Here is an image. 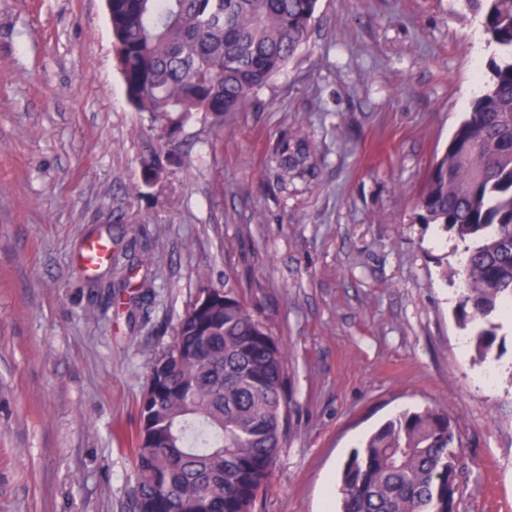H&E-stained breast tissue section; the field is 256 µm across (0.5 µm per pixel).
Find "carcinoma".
<instances>
[{"instance_id":"carcinoma-1","label":"carcinoma","mask_w":512,"mask_h":512,"mask_svg":"<svg viewBox=\"0 0 512 512\" xmlns=\"http://www.w3.org/2000/svg\"><path fill=\"white\" fill-rule=\"evenodd\" d=\"M319 0H111L115 59L127 99L169 133L204 116L249 111L311 35ZM482 15L498 54L441 157L418 218L466 243L465 320L481 321L478 352L497 335L490 317L512 301V0H464ZM155 155L143 183L160 180ZM112 287L131 289L128 318L153 294L148 274L108 254ZM224 279V297L185 313L154 357L140 400L130 512H252L272 476L288 421L282 343ZM462 439L448 411H404L344 463L342 512H457Z\"/></svg>"}]
</instances>
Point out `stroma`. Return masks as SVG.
Segmentation results:
<instances>
[{
	"label": "stroma",
	"instance_id": "35a3bbf8",
	"mask_svg": "<svg viewBox=\"0 0 512 512\" xmlns=\"http://www.w3.org/2000/svg\"><path fill=\"white\" fill-rule=\"evenodd\" d=\"M493 54L462 0H320L252 111L159 137L104 0H0V512H127L151 361L202 272L233 274L288 355L290 427L254 512H338L348 457L426 406L461 433L459 512H512V315L479 358L465 244L416 208ZM155 149L168 172L130 199ZM98 235L155 259L137 323L90 294L78 255Z\"/></svg>",
	"mask_w": 512,
	"mask_h": 512
}]
</instances>
